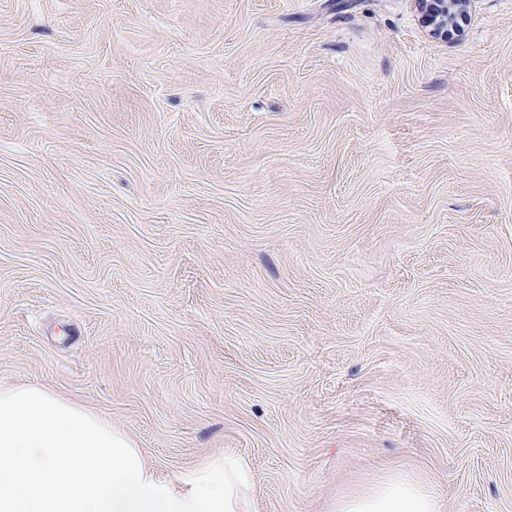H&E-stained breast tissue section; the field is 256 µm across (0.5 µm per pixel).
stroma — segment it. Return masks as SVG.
<instances>
[{"label": "stroma", "instance_id": "35a3bbf8", "mask_svg": "<svg viewBox=\"0 0 512 512\" xmlns=\"http://www.w3.org/2000/svg\"><path fill=\"white\" fill-rule=\"evenodd\" d=\"M257 512H512V0H0V389ZM427 12V16L435 30L440 34H448V23L455 12L469 6L471 0H418ZM466 4V5H464ZM337 512H438V504L425 486L391 478L366 494L341 502Z\"/></svg>", "mask_w": 512, "mask_h": 512}]
</instances>
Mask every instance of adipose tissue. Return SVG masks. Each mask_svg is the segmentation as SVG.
Listing matches in <instances>:
<instances>
[{"label": "adipose tissue", "instance_id": "adipose-tissue-1", "mask_svg": "<svg viewBox=\"0 0 512 512\" xmlns=\"http://www.w3.org/2000/svg\"><path fill=\"white\" fill-rule=\"evenodd\" d=\"M254 476L229 455L162 478L134 439L41 385L0 390V512H254ZM337 512H438L425 486L391 478Z\"/></svg>", "mask_w": 512, "mask_h": 512}]
</instances>
